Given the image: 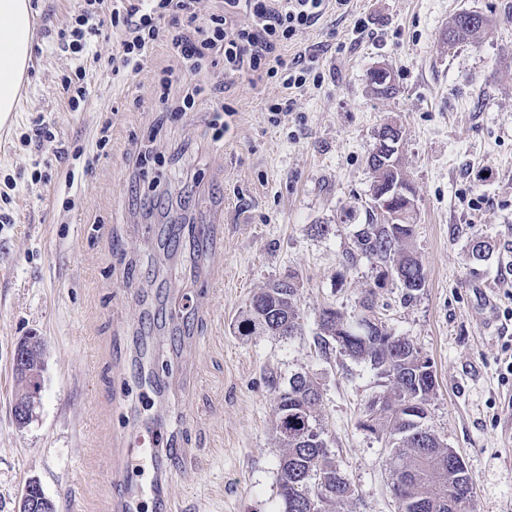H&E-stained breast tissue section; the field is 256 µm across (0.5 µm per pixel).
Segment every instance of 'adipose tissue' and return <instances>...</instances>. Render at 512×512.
Returning <instances> with one entry per match:
<instances>
[{"mask_svg": "<svg viewBox=\"0 0 512 512\" xmlns=\"http://www.w3.org/2000/svg\"><path fill=\"white\" fill-rule=\"evenodd\" d=\"M33 44L29 0H0V124L16 110Z\"/></svg>", "mask_w": 512, "mask_h": 512, "instance_id": "1", "label": "adipose tissue"}]
</instances>
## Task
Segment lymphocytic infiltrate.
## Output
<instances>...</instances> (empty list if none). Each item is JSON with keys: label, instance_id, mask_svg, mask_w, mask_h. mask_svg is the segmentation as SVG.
Here are the masks:
<instances>
[{"label": "lymphocytic infiltrate", "instance_id": "lymphocytic-infiltrate-1", "mask_svg": "<svg viewBox=\"0 0 512 512\" xmlns=\"http://www.w3.org/2000/svg\"><path fill=\"white\" fill-rule=\"evenodd\" d=\"M96 0H82L75 18L72 38L63 49L96 57L97 42L105 26L119 30V60L113 72L143 70L158 44H165L176 60L177 70H163L158 81V100L169 112L192 109L201 88L197 78L209 65H223L227 75L251 73L280 77L285 89L304 87L314 71V58H299L295 67H286L280 50L297 41L308 28L322 19L329 6L348 8L350 0H224L219 12L200 16L195 0H133L126 8H113L110 18L93 10ZM251 22L238 26L239 14ZM168 28H161V18ZM180 82H173L174 72Z\"/></svg>", "mask_w": 512, "mask_h": 512}]
</instances>
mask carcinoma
Instances as JSON below:
<instances>
[{"instance_id": "cac0c4a2", "label": "carcinoma", "mask_w": 512, "mask_h": 512, "mask_svg": "<svg viewBox=\"0 0 512 512\" xmlns=\"http://www.w3.org/2000/svg\"><path fill=\"white\" fill-rule=\"evenodd\" d=\"M414 227L412 221L390 224L368 210L365 222L354 231L346 258L352 264L365 260L377 271L399 264V287L404 299L410 300L426 282L423 263L411 246ZM288 279L286 288H265L253 296L246 318L238 326L242 335L260 329L290 339L300 333L297 283L292 275ZM349 322L334 308L322 309L314 346L325 358L337 351L364 363L382 379L387 399L378 420L381 431L391 433L394 440L390 491L398 512H468L473 494L468 470L449 467L448 445L401 409L410 393L423 406L425 416L434 395L435 371H424L418 360L421 348L384 325L371 335L346 331ZM269 385L275 393L276 432L285 447L278 464V512H336V506L348 501L353 489L341 475L314 413L321 399L318 382L298 373L284 386L278 375L272 374Z\"/></svg>"}]
</instances>
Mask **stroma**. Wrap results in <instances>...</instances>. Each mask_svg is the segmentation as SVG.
Masks as SVG:
<instances>
[{
	"label": "stroma",
	"instance_id": "35a3bbf8",
	"mask_svg": "<svg viewBox=\"0 0 512 512\" xmlns=\"http://www.w3.org/2000/svg\"><path fill=\"white\" fill-rule=\"evenodd\" d=\"M79 0H30L35 42L16 111L0 129V512H19L28 481L56 512H117L114 470L126 439L151 427L174 451L161 491L139 479L137 512H277L283 449L269 371L314 376L329 450L355 490L343 512H397L393 451L363 427L381 388L366 364L313 349L318 314L353 316L374 272L351 264L371 177L367 158L388 121L403 131L402 168L417 213L424 288L376 295L396 334L431 358L426 426L463 457L471 512H512V0H352L281 51L319 55L320 83L203 71L186 112L161 111L156 85L173 61L158 45L145 68L113 80L120 36L98 57L60 51ZM478 11L479 34L447 44L452 17ZM366 30L357 33V22ZM394 74L392 97L368 74ZM84 70L91 94L71 110L61 79ZM290 98V111L271 107ZM233 110L223 142L216 106ZM109 143L98 148L104 119ZM50 125L69 159L46 166L28 138ZM152 148L145 165L134 155ZM10 223H2V216ZM326 224V236L312 225ZM491 242L469 263L471 239ZM295 276L303 316L289 340L239 335L252 297ZM44 342L40 404L26 426L11 407L17 343Z\"/></svg>",
	"mask_w": 512,
	"mask_h": 512
}]
</instances>
